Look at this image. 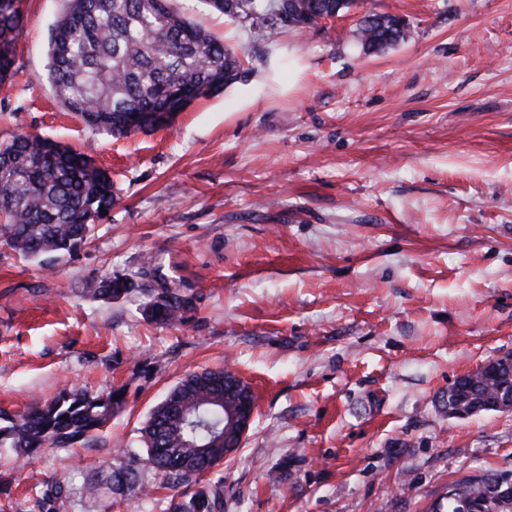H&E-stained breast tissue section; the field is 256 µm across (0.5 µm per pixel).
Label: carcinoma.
I'll use <instances>...</instances> for the list:
<instances>
[{"label": "carcinoma", "instance_id": "cac0c4a2", "mask_svg": "<svg viewBox=\"0 0 512 512\" xmlns=\"http://www.w3.org/2000/svg\"><path fill=\"white\" fill-rule=\"evenodd\" d=\"M20 0H0V87L13 75L21 27ZM249 31L275 40L284 29L336 18L353 0H203ZM357 23L355 39L364 53L405 40L399 19ZM47 81L57 101L89 127L128 136L159 128L155 112L177 100L218 92L239 75L242 62L224 44L170 6V0H65L48 41ZM115 190L108 174L84 154L38 135L16 133L0 141V243L28 261L49 267L47 256L71 253L94 235L95 220L112 211ZM134 290L128 277L106 274L84 283L83 293L110 301ZM143 313L174 327L191 306L171 288L147 292ZM477 393L491 399L512 377L471 378ZM224 383V369H204L178 381L141 429L147 458L172 488L187 487L212 470L223 449L213 447L224 432V407L208 399ZM125 404L121 390L94 394L65 388L49 401L33 403L18 416L0 414V447L26 463L41 449L72 447L91 439ZM69 420L62 419V416ZM496 474L450 484L438 512H458L459 502L481 497ZM137 482L134 469H95L85 481L87 495L121 494ZM170 512H224L219 486L171 503Z\"/></svg>", "mask_w": 512, "mask_h": 512}]
</instances>
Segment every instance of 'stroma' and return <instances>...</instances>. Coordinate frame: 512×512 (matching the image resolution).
Segmentation results:
<instances>
[{"label": "stroma", "mask_w": 512, "mask_h": 512, "mask_svg": "<svg viewBox=\"0 0 512 512\" xmlns=\"http://www.w3.org/2000/svg\"><path fill=\"white\" fill-rule=\"evenodd\" d=\"M185 17L242 49L223 91L171 127L115 138L64 110L47 43L64 0H23L0 140L87 153L118 198L91 244L47 273L0 245V410L72 385L124 389L83 445L25 467L0 448L15 512H166L175 496L139 430L177 381L231 367L257 412L205 474L224 512H428L451 482L512 469V411L448 415V387L512 355V0H360L334 21L254 39L202 0ZM407 22L366 54L361 13ZM137 292L82 294L104 274ZM191 297L182 325L144 290ZM133 467L139 488L89 498L75 461Z\"/></svg>", "instance_id": "1"}]
</instances>
